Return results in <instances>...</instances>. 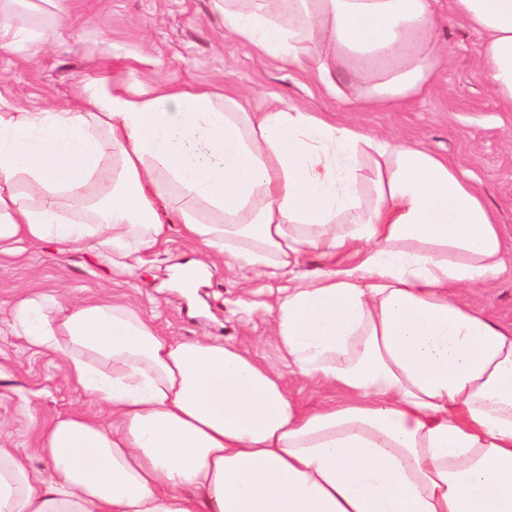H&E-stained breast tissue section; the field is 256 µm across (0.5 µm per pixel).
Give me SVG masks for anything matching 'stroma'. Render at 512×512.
<instances>
[{"instance_id":"35a3bbf8","label":"stroma","mask_w":512,"mask_h":512,"mask_svg":"<svg viewBox=\"0 0 512 512\" xmlns=\"http://www.w3.org/2000/svg\"><path fill=\"white\" fill-rule=\"evenodd\" d=\"M70 16L36 56L0 49V101L33 109L73 101L86 83L106 89H206L249 100L254 111L284 103L319 112L339 125L423 143L448 160L483 194L512 236V112L492 96L476 55V36L441 0L438 40L444 54L433 89L397 108L360 111L321 93L313 76L279 69L250 46L226 36L211 0H65ZM194 254L178 228L147 252L135 275H119L108 256L49 242L21 243L0 253V445L15 448L29 470L47 472L40 428L57 416L105 406L71 382L64 361L30 349L9 326L24 293L44 292L70 302L109 299L132 305L166 336L208 337L250 349L275 362L267 310L287 278L228 268L220 255L204 257L207 285L185 294L175 267ZM463 299L490 320L512 327V254L493 286L468 288ZM29 396V411L20 408Z\"/></svg>"}]
</instances>
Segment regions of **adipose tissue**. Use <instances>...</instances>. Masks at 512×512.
<instances>
[{"label": "adipose tissue", "mask_w": 512, "mask_h": 512, "mask_svg": "<svg viewBox=\"0 0 512 512\" xmlns=\"http://www.w3.org/2000/svg\"><path fill=\"white\" fill-rule=\"evenodd\" d=\"M213 2L225 35L362 110L428 92L443 60L438 0ZM15 3L0 0V48L36 50L52 30L14 25ZM451 8L512 112V0ZM173 185L189 204L167 214ZM175 224L227 266L292 275L269 307L285 367L162 335L127 305L21 297L11 331L61 357L112 419L46 424L44 476L0 446V512H512V328L454 295L505 273L506 240L446 159L180 88L0 102V252L81 245L131 275ZM309 252L356 261L308 276ZM287 371L345 402L302 409Z\"/></svg>", "instance_id": "adipose-tissue-1"}]
</instances>
